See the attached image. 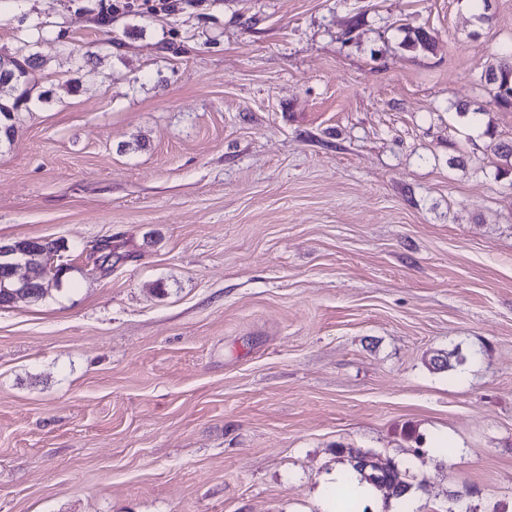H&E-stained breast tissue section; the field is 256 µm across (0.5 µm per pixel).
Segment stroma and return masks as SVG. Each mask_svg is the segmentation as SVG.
<instances>
[{
  "label": "stroma",
  "instance_id": "obj_1",
  "mask_svg": "<svg viewBox=\"0 0 512 512\" xmlns=\"http://www.w3.org/2000/svg\"><path fill=\"white\" fill-rule=\"evenodd\" d=\"M121 3L0 0V244L65 267L0 307V512H318L340 445L512 512V0ZM38 47L37 43L23 42V45L18 49L16 56H11L12 74L9 78L0 76V139L2 132L4 136L10 140L15 133L14 124L4 123L2 126V117L5 122L11 121L14 109L26 93V90L16 96L15 93L21 88L29 85L30 70L32 69L35 61L40 54L35 48ZM492 100L503 108L512 107V48H505L484 75ZM10 245H12L14 251H17L20 255L34 254L37 256L36 259L40 261L42 260L41 254L48 256L51 252H56L63 246L59 244V242H45L38 239H22Z\"/></svg>",
  "mask_w": 512,
  "mask_h": 512
}]
</instances>
